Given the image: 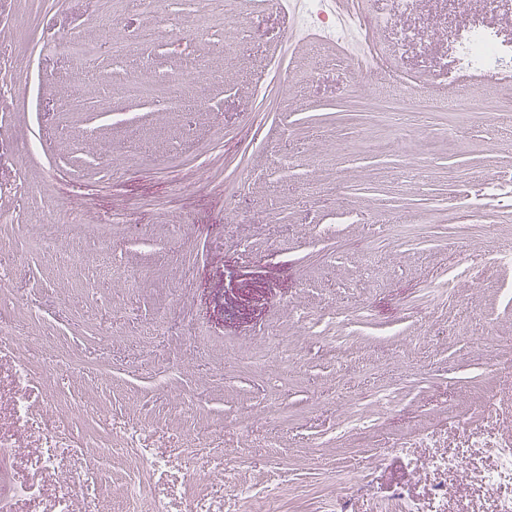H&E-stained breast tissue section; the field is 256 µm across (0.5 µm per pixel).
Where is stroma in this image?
Masks as SVG:
<instances>
[{
    "label": "stroma",
    "instance_id": "stroma-1",
    "mask_svg": "<svg viewBox=\"0 0 512 512\" xmlns=\"http://www.w3.org/2000/svg\"><path fill=\"white\" fill-rule=\"evenodd\" d=\"M242 2L225 23L195 0H0V276L11 283L0 332L26 345L37 374L26 438L0 452V512H46L65 487L38 463L48 420L72 475L94 471L76 492L82 512H134L132 489L161 512H193L203 499L250 512L271 489L282 512H327L340 468L360 476L349 512H399L397 491L422 499L429 489L410 451L456 452L479 432L512 444V264L448 278L483 212L512 243V209L469 206L485 180L512 185V108L456 109L507 79L444 77L450 46L428 36L497 25L511 37L512 17L488 0L464 10L415 0L405 14L396 0H332L322 20L312 0ZM366 10L393 20L342 44L329 35ZM191 11L199 30L172 34L168 20ZM113 22L159 29L146 62L163 77L199 57L222 70L228 47L239 61L181 111L140 102L113 113L112 86L130 67L104 53L88 72L97 103L69 111L75 63L51 46ZM375 56L379 94L357 97L350 77ZM279 71L296 76L294 94ZM405 87L426 107L409 114L397 154L387 98ZM76 198L88 218L78 228L63 218ZM39 224L97 265L36 249ZM489 330L495 348H477ZM271 344L287 349L286 368L254 364ZM66 355L79 372L61 365ZM13 356L0 346L6 439L16 432ZM382 394L395 406L373 414ZM345 401L370 431L358 448L339 443ZM126 427L169 458L165 471L107 450ZM192 437L227 451L221 477L200 479L184 459ZM494 498L449 474L448 512H492Z\"/></svg>",
    "mask_w": 512,
    "mask_h": 512
}]
</instances>
